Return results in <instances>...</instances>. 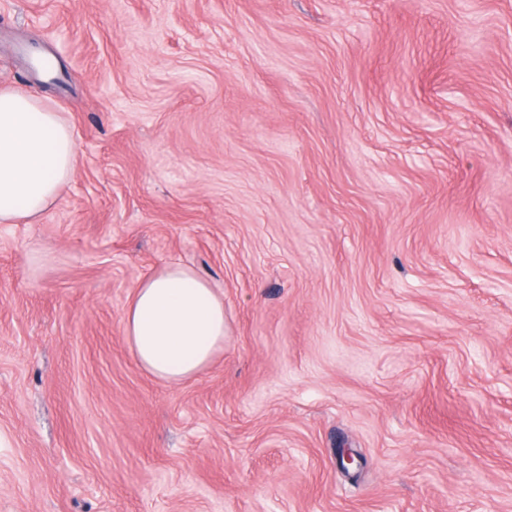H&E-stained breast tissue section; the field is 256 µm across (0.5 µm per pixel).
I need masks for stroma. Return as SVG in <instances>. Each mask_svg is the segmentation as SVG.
I'll use <instances>...</instances> for the list:
<instances>
[{"mask_svg":"<svg viewBox=\"0 0 512 512\" xmlns=\"http://www.w3.org/2000/svg\"><path fill=\"white\" fill-rule=\"evenodd\" d=\"M0 86L77 158L0 224V512H512V0H0ZM169 261L227 323L179 384ZM123 332L143 371L180 383L202 373L224 349V298L194 269L168 263L134 288Z\"/></svg>","mask_w":512,"mask_h":512,"instance_id":"stroma-1","label":"stroma"}]
</instances>
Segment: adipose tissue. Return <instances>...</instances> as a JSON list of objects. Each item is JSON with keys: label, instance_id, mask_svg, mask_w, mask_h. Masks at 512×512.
<instances>
[{"label": "adipose tissue", "instance_id": "ef3b65f1", "mask_svg": "<svg viewBox=\"0 0 512 512\" xmlns=\"http://www.w3.org/2000/svg\"><path fill=\"white\" fill-rule=\"evenodd\" d=\"M75 165V134L47 101L0 87V224H33L56 202ZM124 338L150 376L179 383L224 348V298L194 269L171 262L141 280Z\"/></svg>", "mask_w": 512, "mask_h": 512}]
</instances>
